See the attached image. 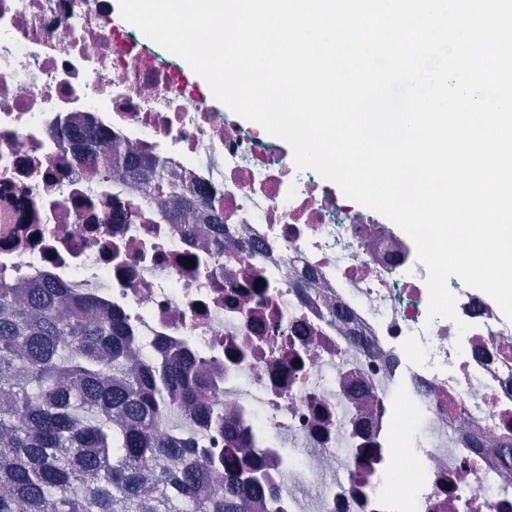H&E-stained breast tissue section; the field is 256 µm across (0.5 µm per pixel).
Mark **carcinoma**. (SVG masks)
Returning <instances> with one entry per match:
<instances>
[{
    "mask_svg": "<svg viewBox=\"0 0 512 512\" xmlns=\"http://www.w3.org/2000/svg\"><path fill=\"white\" fill-rule=\"evenodd\" d=\"M112 179H150L151 196L185 214L214 209L156 169L104 151ZM125 321L89 296L38 284L0 288V512H275L250 435L211 408L191 361L137 360ZM185 425L158 435L161 415ZM224 424V488L206 472L196 428Z\"/></svg>",
    "mask_w": 512,
    "mask_h": 512,
    "instance_id": "1",
    "label": "carcinoma"
}]
</instances>
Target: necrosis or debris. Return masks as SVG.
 <instances>
[{
  "mask_svg": "<svg viewBox=\"0 0 512 512\" xmlns=\"http://www.w3.org/2000/svg\"><path fill=\"white\" fill-rule=\"evenodd\" d=\"M102 5L0 0V187L33 212L0 213V284L91 295L142 358L194 360L280 512H300L304 486L316 512H512L495 453L512 432V322L460 284L457 320L428 319L412 241L204 105ZM104 136L219 198L222 223H181L105 179ZM366 448L380 451L367 481ZM320 182L330 194L335 195L343 203L347 204L356 216L359 214L360 216H362L363 218H365L367 220L378 221L381 224H388L390 229L394 233H396L400 236L408 237L401 229H399L395 224H393L391 221H389L387 218H385L381 214H379L373 210L367 209V208L361 206L360 204L356 203L355 201L347 198L344 195V193L342 192L341 188L336 183L324 179L321 175H320Z\"/></svg>",
  "mask_w": 512,
  "mask_h": 512,
  "instance_id": "1",
  "label": "necrosis or debris"
}]
</instances>
